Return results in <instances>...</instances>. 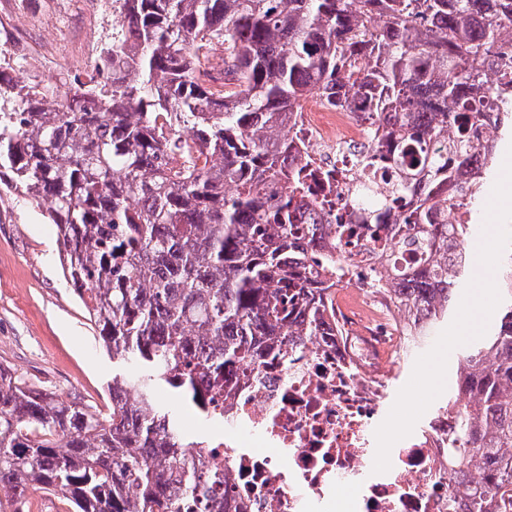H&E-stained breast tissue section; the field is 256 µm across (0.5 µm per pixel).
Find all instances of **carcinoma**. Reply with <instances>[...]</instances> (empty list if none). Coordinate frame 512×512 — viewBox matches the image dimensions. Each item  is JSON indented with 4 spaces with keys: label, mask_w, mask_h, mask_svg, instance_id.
I'll use <instances>...</instances> for the list:
<instances>
[{
    "label": "carcinoma",
    "mask_w": 512,
    "mask_h": 512,
    "mask_svg": "<svg viewBox=\"0 0 512 512\" xmlns=\"http://www.w3.org/2000/svg\"><path fill=\"white\" fill-rule=\"evenodd\" d=\"M122 24L85 100L0 72V190L46 206L61 264L112 357L135 362L96 410L0 367V508L58 492L72 512H220L228 473L183 442L159 404L165 382L199 402L288 335L305 261L288 262L293 213L325 210L331 173L293 167L283 124L316 94L360 97L397 135L390 203L412 201L393 237L417 256L389 289L421 318L407 349L448 321L469 262V211L512 129V0H120ZM224 48V79L209 68ZM453 136H448V130ZM483 166L468 168L476 151ZM367 148L357 171L378 168ZM455 184L454 193L443 195ZM377 183L349 203L368 204ZM496 325L467 347L446 407L448 466L466 512L512 497V247ZM472 405L460 406L461 393ZM480 455L482 482L467 478Z\"/></svg>",
    "instance_id": "carcinoma-1"
}]
</instances>
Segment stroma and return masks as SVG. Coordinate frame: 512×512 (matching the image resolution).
<instances>
[{"label": "stroma", "mask_w": 512, "mask_h": 512, "mask_svg": "<svg viewBox=\"0 0 512 512\" xmlns=\"http://www.w3.org/2000/svg\"><path fill=\"white\" fill-rule=\"evenodd\" d=\"M0 14L34 34L57 31L51 53L67 78L84 77L86 43L112 39L111 13H95L86 0H0ZM474 226L498 243L512 241V139L501 146L495 175L478 196ZM506 274L499 261L472 258L463 296L434 339L399 362L388 381L401 413L425 420L448 397V379L462 365L465 346L496 321ZM0 365L69 400L100 409L111 405L113 379L134 371L112 357L67 282L56 227L41 208L16 195H0ZM158 400L175 409L186 442L215 434L191 402L160 387Z\"/></svg>", "instance_id": "35a3bbf8"}]
</instances>
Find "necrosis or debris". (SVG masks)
Returning <instances> with one entry per match:
<instances>
[{"label": "necrosis or debris", "instance_id": "necrosis-or-debris-1", "mask_svg": "<svg viewBox=\"0 0 512 512\" xmlns=\"http://www.w3.org/2000/svg\"><path fill=\"white\" fill-rule=\"evenodd\" d=\"M371 126L370 113L317 96L286 120L296 163L343 174L321 193L354 225L359 211L342 208L353 152L371 143L384 154L389 146L388 139H371ZM295 242L314 261L340 250L350 262L329 288L302 282L304 297L327 309L323 328L243 366L218 398L223 430L206 458L230 475L219 491L227 512H465L450 494L451 412H436L421 427L404 422L394 437L381 438L385 380L405 347L408 323L365 282L373 270L390 284L387 257L367 233L338 241L335 227L310 213L300 216Z\"/></svg>", "mask_w": 512, "mask_h": 512}]
</instances>
